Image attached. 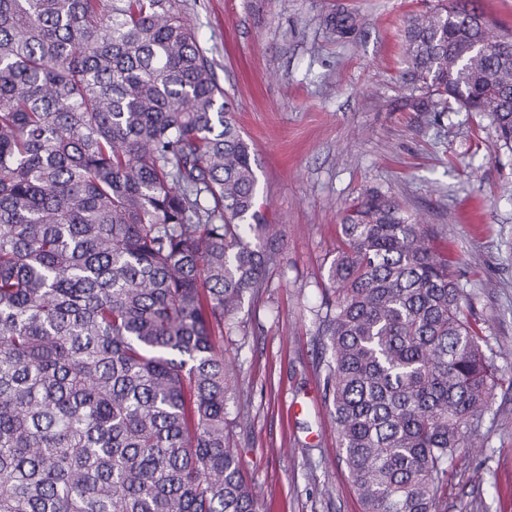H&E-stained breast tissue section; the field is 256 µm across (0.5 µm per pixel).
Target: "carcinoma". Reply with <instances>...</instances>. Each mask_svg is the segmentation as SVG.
<instances>
[{
    "mask_svg": "<svg viewBox=\"0 0 512 512\" xmlns=\"http://www.w3.org/2000/svg\"><path fill=\"white\" fill-rule=\"evenodd\" d=\"M408 18L411 107L512 150V33ZM180 0H0V512H260L225 443L220 338L279 238L257 156ZM331 398L362 512H447L500 385L422 220L375 193L328 269Z\"/></svg>",
    "mask_w": 512,
    "mask_h": 512,
    "instance_id": "1",
    "label": "carcinoma"
}]
</instances>
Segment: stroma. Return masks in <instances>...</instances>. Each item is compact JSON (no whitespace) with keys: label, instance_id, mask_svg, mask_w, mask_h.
I'll return each instance as SVG.
<instances>
[{"label":"stroma","instance_id":"1","mask_svg":"<svg viewBox=\"0 0 512 512\" xmlns=\"http://www.w3.org/2000/svg\"><path fill=\"white\" fill-rule=\"evenodd\" d=\"M438 0H184L241 131L281 256L224 337L229 445L262 512H361L325 396L327 270L343 211L380 192L421 215L503 382L448 472V512H512V151L490 118L417 112L406 19ZM354 17L331 33L326 16Z\"/></svg>","mask_w":512,"mask_h":512}]
</instances>
